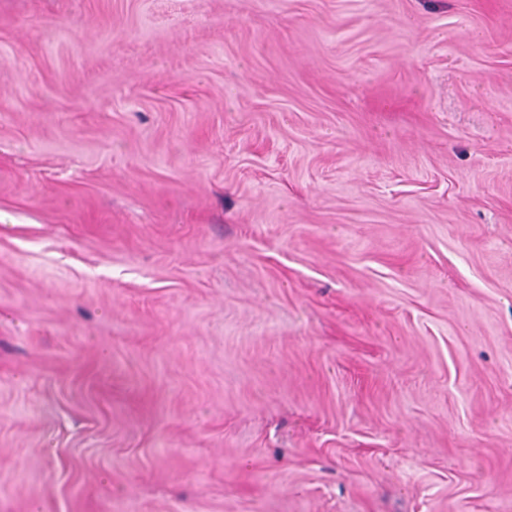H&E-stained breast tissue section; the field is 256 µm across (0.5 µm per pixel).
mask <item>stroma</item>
Instances as JSON below:
<instances>
[{"label": "stroma", "instance_id": "obj_1", "mask_svg": "<svg viewBox=\"0 0 512 512\" xmlns=\"http://www.w3.org/2000/svg\"><path fill=\"white\" fill-rule=\"evenodd\" d=\"M0 512H512V0H0Z\"/></svg>", "mask_w": 512, "mask_h": 512}]
</instances>
